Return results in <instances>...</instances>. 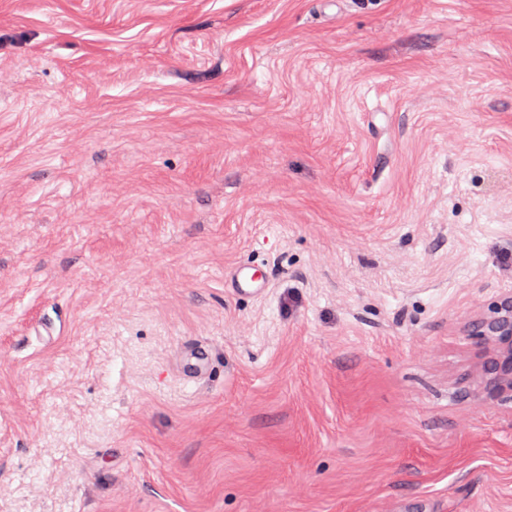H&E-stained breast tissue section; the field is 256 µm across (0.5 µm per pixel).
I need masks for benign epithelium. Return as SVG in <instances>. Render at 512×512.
I'll return each mask as SVG.
<instances>
[{
    "mask_svg": "<svg viewBox=\"0 0 512 512\" xmlns=\"http://www.w3.org/2000/svg\"><path fill=\"white\" fill-rule=\"evenodd\" d=\"M467 336L480 357L484 400H512V296L473 322Z\"/></svg>",
    "mask_w": 512,
    "mask_h": 512,
    "instance_id": "obj_1",
    "label": "benign epithelium"
}]
</instances>
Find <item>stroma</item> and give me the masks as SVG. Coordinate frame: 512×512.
<instances>
[{
	"mask_svg": "<svg viewBox=\"0 0 512 512\" xmlns=\"http://www.w3.org/2000/svg\"><path fill=\"white\" fill-rule=\"evenodd\" d=\"M510 294L512 0H0V512H512ZM228 281L235 294H251L254 296L262 295L268 284V277L263 275L258 268L234 267L230 270ZM468 339L480 357L485 401L512 400V296L501 300L489 315L468 327ZM210 348L207 344L194 341L187 344L181 366V378L186 382H196L203 378L210 365Z\"/></svg>",
	"mask_w": 512,
	"mask_h": 512,
	"instance_id": "35a3bbf8",
	"label": "stroma"
}]
</instances>
